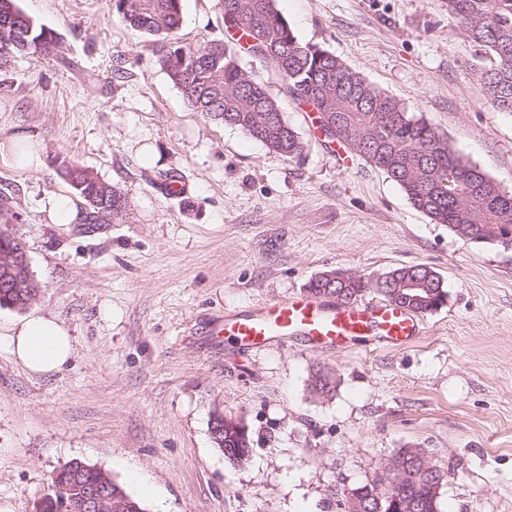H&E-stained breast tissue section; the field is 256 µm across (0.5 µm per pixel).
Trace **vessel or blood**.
Listing matches in <instances>:
<instances>
[{"label":"vessel or blood","instance_id":"1","mask_svg":"<svg viewBox=\"0 0 512 512\" xmlns=\"http://www.w3.org/2000/svg\"><path fill=\"white\" fill-rule=\"evenodd\" d=\"M220 331L251 349L297 336L325 350H343L361 338L401 346L418 336L420 327L414 313L390 302L339 304L304 294L266 304L254 314L226 317Z\"/></svg>","mask_w":512,"mask_h":512}]
</instances>
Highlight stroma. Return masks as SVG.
<instances>
[{
    "instance_id": "obj_1",
    "label": "stroma",
    "mask_w": 512,
    "mask_h": 512,
    "mask_svg": "<svg viewBox=\"0 0 512 512\" xmlns=\"http://www.w3.org/2000/svg\"><path fill=\"white\" fill-rule=\"evenodd\" d=\"M51 29V57L0 66V225L21 237L40 294L76 338L61 370L33 375L0 349V504L33 512L53 471L78 459L157 488L148 512H341L336 492L374 479L402 448L444 473L440 512H512V249L465 241L417 210L387 174L337 162L312 113L282 102L306 144L272 153L196 112L159 64L165 40L131 29L110 0H17ZM318 45L422 115L512 193V114L489 102L446 0H277ZM176 38L224 36L218 0H183ZM43 148L21 167L19 137ZM123 192L121 224H70L44 203L70 193L64 166ZM182 180L164 194L163 173ZM425 266L447 294L403 347L343 351L299 339L247 349L213 335L229 313L305 292L327 270L375 280ZM336 381L310 389L316 370ZM243 419L248 461L230 463L214 413Z\"/></svg>"
}]
</instances>
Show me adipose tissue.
Instances as JSON below:
<instances>
[{"mask_svg": "<svg viewBox=\"0 0 512 512\" xmlns=\"http://www.w3.org/2000/svg\"><path fill=\"white\" fill-rule=\"evenodd\" d=\"M0 348L31 374L46 375L60 371L71 360L75 338L57 315L35 312L0 331Z\"/></svg>", "mask_w": 512, "mask_h": 512, "instance_id": "ef3b65f1", "label": "adipose tissue"}]
</instances>
